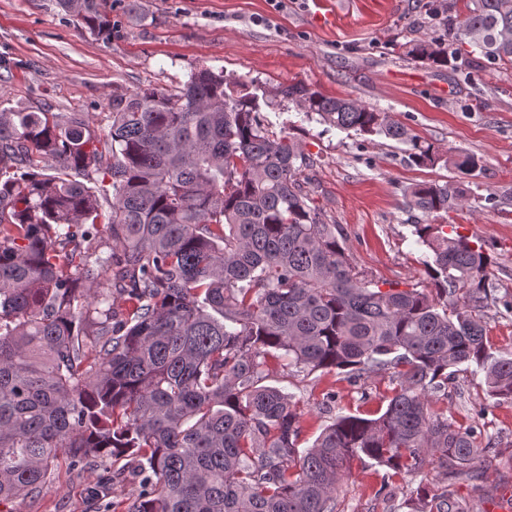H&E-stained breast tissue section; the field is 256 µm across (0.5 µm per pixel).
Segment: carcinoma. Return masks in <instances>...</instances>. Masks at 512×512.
<instances>
[{"instance_id":"obj_1","label":"carcinoma","mask_w":512,"mask_h":512,"mask_svg":"<svg viewBox=\"0 0 512 512\" xmlns=\"http://www.w3.org/2000/svg\"><path fill=\"white\" fill-rule=\"evenodd\" d=\"M58 3L112 35L99 0ZM456 7L433 5L448 43L412 52L453 65L467 43L487 67L512 64V0ZM275 96L407 143L418 166L441 160L354 99L304 83ZM108 119L105 131L81 112H0V504L39 496L53 467L108 460L112 483L139 482L125 512H336V484L365 458L386 469L390 500L404 493L394 478L436 466L411 512H474L497 492L484 482L470 505L454 496L450 480L478 478L491 447L429 396L473 363L489 397L512 400V355L485 342L482 311L498 299L481 244L414 225L434 296L358 267L300 181L311 156L222 70L195 67L174 93L118 95ZM447 163L481 169L462 151ZM469 199L431 182L407 205L433 215ZM271 359L305 378L385 372L396 387L382 412L338 416L302 448L294 394L267 383Z\"/></svg>"}]
</instances>
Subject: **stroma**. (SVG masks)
Listing matches in <instances>:
<instances>
[{"instance_id": "1", "label": "stroma", "mask_w": 512, "mask_h": 512, "mask_svg": "<svg viewBox=\"0 0 512 512\" xmlns=\"http://www.w3.org/2000/svg\"><path fill=\"white\" fill-rule=\"evenodd\" d=\"M432 2L285 0L278 8L271 0H105L113 24L105 38L78 27L57 0H0V112H85L104 128L115 95L175 90L202 65L250 78L259 95L301 81L329 97L356 99L440 152L480 157L483 168L467 176L443 161L419 167L407 144L307 120L282 99L264 108L313 158L301 179L330 222L343 227L354 262L377 278L432 288L412 227L456 224L483 243L496 296L512 298V65L473 60L463 74L413 56L416 43L448 39ZM434 181L464 184L476 200L430 216L406 206L409 188ZM279 384L295 396L305 447L335 416L378 413L394 388L384 373L357 383L336 372ZM328 392L334 398L327 403ZM431 400L449 421L473 428L478 445H491L481 466L489 480L512 483V402L489 398L482 372L472 369L457 372ZM105 472L55 470L43 493L10 508L95 512L87 492ZM384 474L372 462L353 463L337 485V512H409L378 497Z\"/></svg>"}]
</instances>
